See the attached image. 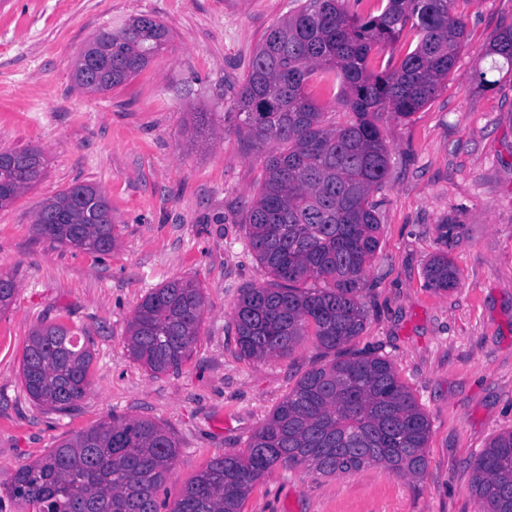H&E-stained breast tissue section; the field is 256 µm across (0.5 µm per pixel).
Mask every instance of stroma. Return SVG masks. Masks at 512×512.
Masks as SVG:
<instances>
[{
	"label": "stroma",
	"mask_w": 512,
	"mask_h": 512,
	"mask_svg": "<svg viewBox=\"0 0 512 512\" xmlns=\"http://www.w3.org/2000/svg\"><path fill=\"white\" fill-rule=\"evenodd\" d=\"M293 0H0V149L40 148L45 175L0 208V272L18 289L0 312V512L18 470L111 416L165 425L179 452L161 495L175 502L215 456L251 436L309 370L330 361L315 337L285 357H242L231 311L263 283L242 219L268 148L239 129L235 97L267 30ZM465 44L447 85L420 111L382 126L390 149L375 193L379 248L362 292L365 328L346 353L392 364L430 424L422 476L368 466L336 476L275 467L243 512H479L472 464L512 430V79L478 87L484 46L512 26V0H456ZM168 29L167 49L102 94L74 63L101 28L138 15ZM214 125L193 130V115ZM76 184L107 197L118 237L98 255L38 237L44 201ZM447 255L457 286L436 292L425 267ZM197 281L205 312L180 372L155 374L126 349L152 289ZM59 323L89 343L86 395L59 414L21 379L28 338Z\"/></svg>",
	"instance_id": "stroma-1"
}]
</instances>
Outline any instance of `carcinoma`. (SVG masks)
Returning a JSON list of instances; mask_svg holds the SVG:
<instances>
[{
    "label": "carcinoma",
    "mask_w": 512,
    "mask_h": 512,
    "mask_svg": "<svg viewBox=\"0 0 512 512\" xmlns=\"http://www.w3.org/2000/svg\"><path fill=\"white\" fill-rule=\"evenodd\" d=\"M348 0H302L271 27L254 51L236 95L238 126L259 145L274 144L264 179L245 216L246 247L270 280L246 288L232 308L240 354L249 359L289 355L313 333L336 351L363 331L361 291L379 245L374 190L386 182L390 154L381 131L387 117L407 118L429 103L453 71L464 42L455 0H386L377 15L360 17ZM414 49L394 62L404 31ZM101 55L105 93L145 69L169 42L151 15L102 29L92 39ZM387 52L385 69L370 68ZM484 56L512 74V27L497 31ZM332 74L340 92L321 103L308 92L315 74ZM343 111L347 121L326 123ZM0 165V207L41 178L37 148ZM65 224H34L50 241L105 255L117 238L104 194L80 184L44 202ZM436 292L453 289L458 273L448 256L426 268ZM18 285L0 273V311ZM204 297L193 280L176 279L149 292L128 326L132 358L153 373L177 371L197 340ZM93 356L61 324L32 331L22 358L29 396L68 412L88 389ZM429 438L426 414L391 363L359 353L306 372L254 433L246 452L213 457L173 505L159 501L178 447L171 432L149 419L112 417L61 442L45 458L22 466L9 495L26 512H243L252 487L276 466H304L333 476L378 465L421 475ZM480 512H512V430L491 440L473 464Z\"/></svg>",
    "instance_id": "carcinoma-1"
}]
</instances>
